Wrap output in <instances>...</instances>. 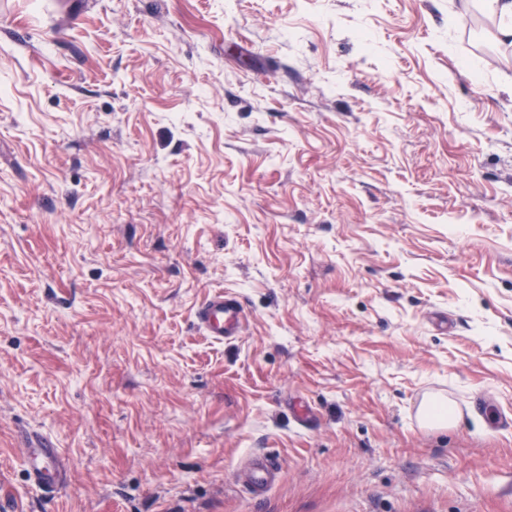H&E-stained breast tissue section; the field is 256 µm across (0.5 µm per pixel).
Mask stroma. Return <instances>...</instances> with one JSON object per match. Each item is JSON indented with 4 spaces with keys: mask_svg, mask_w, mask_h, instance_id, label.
I'll return each mask as SVG.
<instances>
[{
    "mask_svg": "<svg viewBox=\"0 0 512 512\" xmlns=\"http://www.w3.org/2000/svg\"><path fill=\"white\" fill-rule=\"evenodd\" d=\"M0 512H512V46L479 0H0ZM196 320L205 336L223 342L242 335L247 322V312L236 294L215 291L199 306ZM28 444L34 446L27 448L25 455L30 481L48 495L57 493L62 485V479L59 476L61 448H54L45 440ZM279 467L268 457L254 456L243 475V485L250 493L269 489L278 480Z\"/></svg>",
    "mask_w": 512,
    "mask_h": 512,
    "instance_id": "obj_1",
    "label": "stroma"
}]
</instances>
